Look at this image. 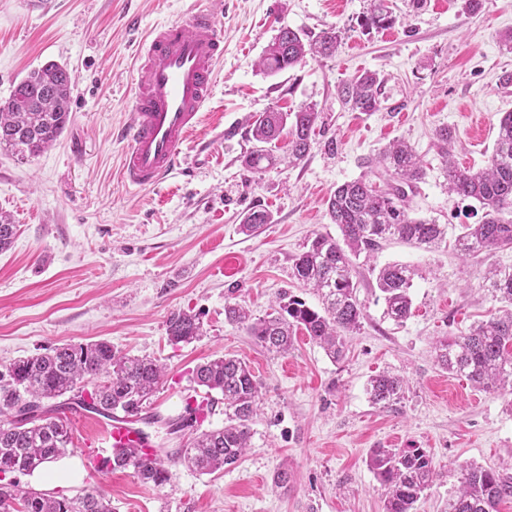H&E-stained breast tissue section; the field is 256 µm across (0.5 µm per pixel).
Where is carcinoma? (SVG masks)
<instances>
[{
	"label": "carcinoma",
	"instance_id": "carcinoma-1",
	"mask_svg": "<svg viewBox=\"0 0 512 512\" xmlns=\"http://www.w3.org/2000/svg\"><path fill=\"white\" fill-rule=\"evenodd\" d=\"M395 18L386 0H371L359 26L385 29ZM340 44V34L331 27L316 36L304 37L282 26L259 62L263 71L275 74L300 64L306 56L330 57ZM340 100L359 112H377L383 101L382 80L365 71L338 88ZM72 81L64 67L49 62L34 69L0 102V149L19 160L35 157L51 146L71 119ZM319 112L305 106L296 112L271 109L250 123L254 146L244 157L255 172L285 164L296 166L307 156ZM288 134V154L273 155L267 144L282 132ZM443 158L448 192L463 200L477 201L483 210L478 224H464L454 239V249L464 257L512 249V112L500 118L494 152L488 165L475 170L462 167L453 157L454 138L444 126L436 131ZM387 179L379 188L364 177L337 186L328 199V212L340 237L317 234L298 254L292 278L315 290L321 307L288 297L257 321L237 304L224 306L227 321L246 326L266 351L288 353L294 335L301 329L333 360L342 358L347 338L359 331L364 319L354 281V259L370 257L383 242L399 239L431 251L447 243L448 228L410 215L409 197L426 172L413 148L402 140L386 146L376 158ZM270 213L258 206L244 216L241 231L253 235L270 223ZM16 225L0 214V251L11 245ZM416 269L399 262L378 269L376 288L384 301L385 318L400 325L411 314L410 290ZM494 296L511 305L503 314L473 326L452 341L438 340L434 346L439 365L451 374L465 377L482 389L512 392V270H494L487 277ZM171 342L190 343L203 336L197 314L175 311L166 322ZM90 400L83 398L87 382L100 376ZM164 368L147 357L122 355L112 345L99 341L64 344L49 352L19 359L0 371V475L30 474L42 463L65 454L71 443L68 420L61 411L91 410L105 419L116 413L134 422L164 380ZM191 381L207 395L224 400V426L202 431L189 446L166 459L143 460L129 456L113 469H131L144 483L155 488L170 484L169 464L187 462L203 475L236 466L249 448L250 422L261 402V384L250 366L233 357H220L197 365ZM403 381L382 372L369 381L373 403L390 405L400 398ZM73 394L70 401L47 407L46 399ZM366 465L385 489L384 512H414L421 494L436 477L433 460L424 448H372ZM457 495L448 500V512H498L501 500L512 497V476L475 464L459 468ZM0 512H112L97 491L75 498L52 496L35 489L23 490L10 481L0 482Z\"/></svg>",
	"mask_w": 512,
	"mask_h": 512
}]
</instances>
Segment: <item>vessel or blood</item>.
Wrapping results in <instances>:
<instances>
[{"label":"vessel or blood","instance_id":"b4317fda","mask_svg":"<svg viewBox=\"0 0 512 512\" xmlns=\"http://www.w3.org/2000/svg\"><path fill=\"white\" fill-rule=\"evenodd\" d=\"M223 59L224 36L213 7L192 5L176 20L148 32L137 54L131 122L124 132L128 146L121 174L127 185L153 186L177 170ZM129 449L147 460L158 456L145 431L132 421L114 419L97 445L83 451L85 467L106 474L117 452Z\"/></svg>","mask_w":512,"mask_h":512}]
</instances>
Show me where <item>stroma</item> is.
I'll list each match as a JSON object with an SVG mask.
<instances>
[{
    "label": "stroma",
    "instance_id": "obj_1",
    "mask_svg": "<svg viewBox=\"0 0 512 512\" xmlns=\"http://www.w3.org/2000/svg\"><path fill=\"white\" fill-rule=\"evenodd\" d=\"M217 23L224 61L180 169L156 187L135 188L120 176L127 148L119 136L131 118L130 90L146 30L175 19L194 0H0V101L29 71L49 62L72 75V117L40 155L17 161L0 151V212L17 234L0 251V365L61 344L109 342L129 355L158 359L166 383L139 426L155 447H184L189 432L166 419L184 411L191 371L224 355L246 361L262 389L261 410L239 464L202 475L173 465L164 489L132 470L46 486L12 473L20 487L74 497L95 490L112 512H384L380 483L366 465L370 449H427L438 473L415 512H445L461 466L476 464L512 476V394L473 387L440 368L434 343L457 338L499 308L484 277L492 265L512 267V249L459 258L452 249L425 251L398 240L370 259H356L365 318L335 361L297 331L288 354L274 356L244 326L224 318L236 303L261 318L281 295L320 307L318 296L291 277L296 255L317 233L337 235L327 211L336 186L364 176L378 180L373 160L392 140L409 143L426 167L411 214L457 235L479 221L477 202L448 194L435 132L448 127L454 156L484 167L498 121L512 112V90L500 71L512 69V0H483L474 16L459 0H389L396 19L364 30L370 0H223ZM316 35L333 27L341 43L328 58L266 74L257 62L282 26ZM365 71L383 81L377 112L344 106L337 90ZM312 105L319 119L308 156L296 167L260 173L242 159L251 144L247 121L277 107ZM233 137H226L228 129ZM335 143L328 152L327 143ZM265 208L258 235L240 231L244 211ZM401 262L418 271L412 314L384 319L372 268ZM197 313L204 333L171 343L172 312ZM403 381L400 399L373 404L372 376ZM288 465V489L273 476Z\"/></svg>",
    "mask_w": 512,
    "mask_h": 512
}]
</instances>
